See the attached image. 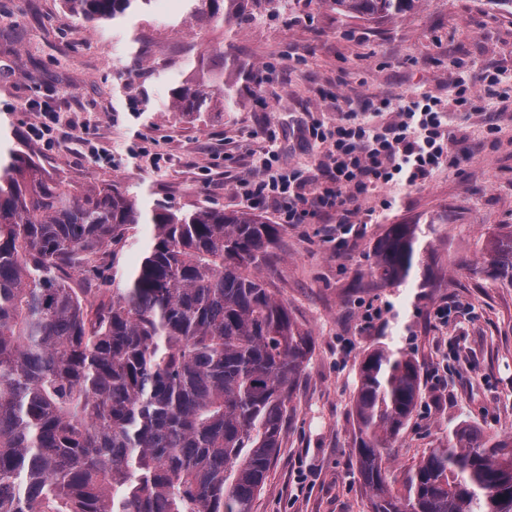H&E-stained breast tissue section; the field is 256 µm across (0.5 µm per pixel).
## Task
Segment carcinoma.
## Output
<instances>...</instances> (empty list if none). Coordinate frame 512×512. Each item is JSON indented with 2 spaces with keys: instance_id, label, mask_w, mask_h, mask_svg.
<instances>
[{
  "instance_id": "obj_1",
  "label": "carcinoma",
  "mask_w": 512,
  "mask_h": 512,
  "mask_svg": "<svg viewBox=\"0 0 512 512\" xmlns=\"http://www.w3.org/2000/svg\"><path fill=\"white\" fill-rule=\"evenodd\" d=\"M65 2L96 23L152 0ZM182 2L206 27L245 21L244 0ZM327 2L340 17L393 21L416 0ZM233 99L222 70L171 88L174 112ZM140 224L151 245L122 278ZM280 234L255 212L145 211L112 183L77 187L12 151L0 160V512H252L314 348L255 274ZM418 241L417 225H391L373 277L405 282ZM481 254L462 267L512 286V225ZM421 394L411 355H364L352 413L370 512H512L511 432L459 425L404 491L391 486L388 450Z\"/></svg>"
}]
</instances>
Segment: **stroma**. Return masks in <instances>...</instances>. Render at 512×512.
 <instances>
[{
    "label": "stroma",
    "mask_w": 512,
    "mask_h": 512,
    "mask_svg": "<svg viewBox=\"0 0 512 512\" xmlns=\"http://www.w3.org/2000/svg\"><path fill=\"white\" fill-rule=\"evenodd\" d=\"M239 27L200 29L154 6L82 24L65 0H0V145L74 185L114 183L146 209L236 211V182L265 149L309 179L320 154L308 129L336 122V98L390 103L441 100L475 86L471 107L448 113L470 154L424 185L396 191L371 224L344 243L335 224H287L277 205L262 215L281 227L278 255L260 266L276 296L314 338L293 411L253 512H369L352 455L351 415L363 354L379 345L409 353L422 396L389 453V479L403 489L410 468L467 424L512 432V286L461 269L500 225L512 224V14L487 0H417L395 21L343 19L325 0H288L269 11L248 4ZM224 48L233 104L221 112L172 111L170 88ZM498 81L477 89L481 72ZM51 100L72 126L54 145L28 136ZM418 227L421 262L406 284L370 273L389 225ZM456 308L447 322L438 305ZM381 308L380 321L364 319Z\"/></svg>",
    "instance_id": "stroma-1"
}]
</instances>
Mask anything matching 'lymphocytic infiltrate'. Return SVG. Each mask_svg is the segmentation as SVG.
I'll list each match as a JSON object with an SVG mask.
<instances>
[{"label": "lymphocytic infiltrate", "mask_w": 512, "mask_h": 512, "mask_svg": "<svg viewBox=\"0 0 512 512\" xmlns=\"http://www.w3.org/2000/svg\"><path fill=\"white\" fill-rule=\"evenodd\" d=\"M374 109L370 102L337 98L336 126L326 129L316 123L308 130L322 151L317 175L306 183L296 173L276 170L268 162L261 173L239 181L242 198L255 207L277 203L291 224L305 223L315 215L332 216L337 230L343 231L358 218L373 222L375 211L361 210L360 198L389 186L414 187L440 168L467 163L448 128L441 101L398 100L394 120L381 128L366 118Z\"/></svg>", "instance_id": "lymphocytic-infiltrate-1"}]
</instances>
